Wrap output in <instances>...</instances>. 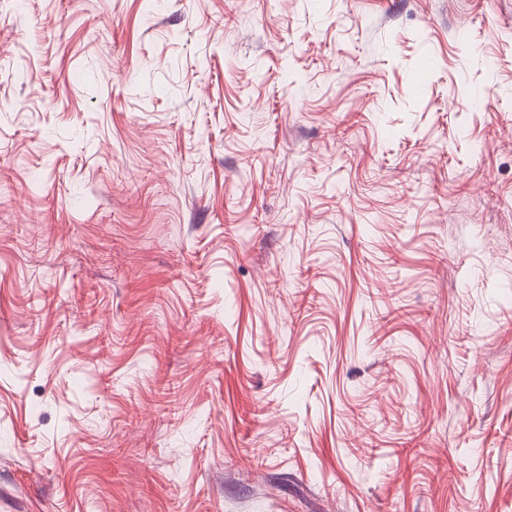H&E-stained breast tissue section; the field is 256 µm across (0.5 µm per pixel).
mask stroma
<instances>
[{
	"mask_svg": "<svg viewBox=\"0 0 512 512\" xmlns=\"http://www.w3.org/2000/svg\"><path fill=\"white\" fill-rule=\"evenodd\" d=\"M0 512H512V0H0Z\"/></svg>",
	"mask_w": 512,
	"mask_h": 512,
	"instance_id": "35a3bbf8",
	"label": "stroma"
}]
</instances>
